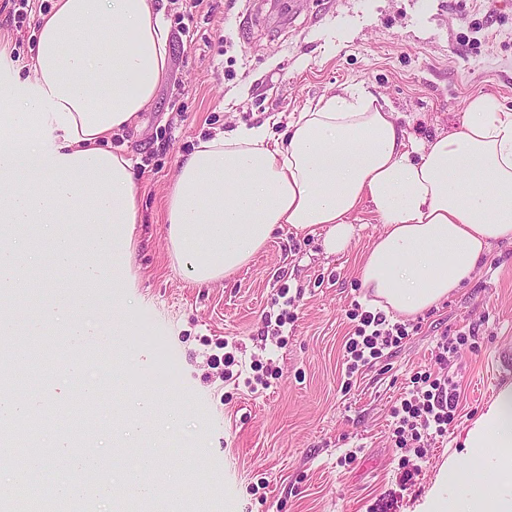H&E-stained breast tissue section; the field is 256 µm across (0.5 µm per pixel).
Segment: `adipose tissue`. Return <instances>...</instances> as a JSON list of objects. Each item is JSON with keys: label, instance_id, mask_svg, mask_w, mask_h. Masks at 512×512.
<instances>
[{"label": "adipose tissue", "instance_id": "ef3b65f1", "mask_svg": "<svg viewBox=\"0 0 512 512\" xmlns=\"http://www.w3.org/2000/svg\"><path fill=\"white\" fill-rule=\"evenodd\" d=\"M169 27L158 0H55L36 48L13 59L0 45V344L29 363L24 336L48 324L69 343L91 329L72 314V290L128 288L138 222L133 162L105 148L137 127L168 75ZM370 205L384 226L364 257L363 288L386 312L411 317L437 306L477 271L493 242H512V109L489 94L471 98L458 130L426 141L407 137L394 113L367 90L321 97L288 123L240 125L200 142L167 193L168 244L201 285L247 264L276 230L324 231L327 252L344 251L350 215ZM46 257L47 271L33 263ZM43 314L32 317V302ZM137 412L114 405V431L143 438L149 391ZM494 485L434 496L429 512H512V384L467 429ZM52 453L29 456L9 474L31 489L50 461L69 476L54 498L99 497L102 455L54 436Z\"/></svg>", "mask_w": 512, "mask_h": 512}]
</instances>
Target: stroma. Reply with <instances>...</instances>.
Here are the masks:
<instances>
[{
  "label": "stroma",
  "instance_id": "1",
  "mask_svg": "<svg viewBox=\"0 0 512 512\" xmlns=\"http://www.w3.org/2000/svg\"><path fill=\"white\" fill-rule=\"evenodd\" d=\"M168 77L139 127L114 138L138 173L136 286L125 314L137 332L109 350H72L57 337L45 375L97 355L122 367L126 405L150 387L153 435L130 460L99 475L100 512L129 504V471L157 457L159 489L147 512H427L448 490V461L467 481L487 482L466 429L512 369L493 364L512 346V243H494L473 279L404 326L399 346L346 377L344 342L354 313L372 310L361 286L363 256L383 226L368 207L350 221L340 253L316 235L282 229L224 281L197 285L170 255L167 190L198 142L270 116L288 122L322 95L359 86L399 112L407 135L455 131L472 96L512 108V0H166ZM290 311L280 332L267 320ZM468 341L450 355L458 383L454 421L424 443L425 461L398 448L391 411L415 373H438L445 339ZM228 355L229 378L209 365ZM181 417L166 422L169 407ZM356 458H348L349 450Z\"/></svg>",
  "mask_w": 512,
  "mask_h": 512
}]
</instances>
